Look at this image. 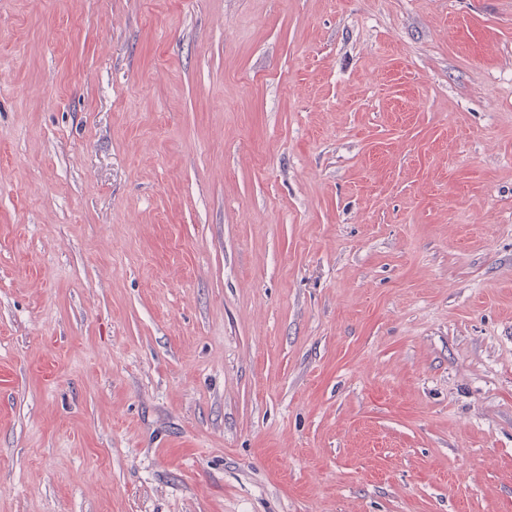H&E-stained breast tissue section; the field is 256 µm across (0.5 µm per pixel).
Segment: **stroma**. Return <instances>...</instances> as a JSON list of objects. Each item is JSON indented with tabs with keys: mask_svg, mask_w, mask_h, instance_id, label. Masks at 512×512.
I'll list each match as a JSON object with an SVG mask.
<instances>
[{
	"mask_svg": "<svg viewBox=\"0 0 512 512\" xmlns=\"http://www.w3.org/2000/svg\"><path fill=\"white\" fill-rule=\"evenodd\" d=\"M0 512H512V0H0Z\"/></svg>",
	"mask_w": 512,
	"mask_h": 512,
	"instance_id": "obj_1",
	"label": "stroma"
}]
</instances>
